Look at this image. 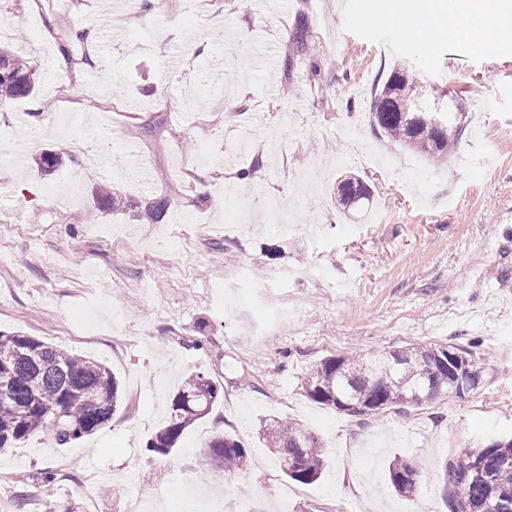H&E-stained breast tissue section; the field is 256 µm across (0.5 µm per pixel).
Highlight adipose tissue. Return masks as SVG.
<instances>
[{"label": "adipose tissue", "mask_w": 512, "mask_h": 512, "mask_svg": "<svg viewBox=\"0 0 512 512\" xmlns=\"http://www.w3.org/2000/svg\"><path fill=\"white\" fill-rule=\"evenodd\" d=\"M512 11V0H419L407 13L393 14L392 19L416 41H423L424 33L442 19H449L448 37L465 42L477 49L500 34V19Z\"/></svg>", "instance_id": "adipose-tissue-1"}]
</instances>
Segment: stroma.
<instances>
[{"label":"stroma","instance_id":"obj_1","mask_svg":"<svg viewBox=\"0 0 512 512\" xmlns=\"http://www.w3.org/2000/svg\"><path fill=\"white\" fill-rule=\"evenodd\" d=\"M0 0V44L37 59V93L0 108V330L103 362L123 407L59 446L35 432L0 453V488L23 511L187 512L204 481L223 512H449L441 461L512 435V42L470 51L415 44L379 0ZM123 41L111 39L114 15ZM95 34L83 57L70 30ZM451 93L466 131L434 161L379 134L375 88L394 65ZM137 165L123 157L126 144ZM63 166L45 174L43 152ZM246 189L226 195L240 172ZM371 201L339 205L336 183ZM112 188L102 206L96 187ZM74 200L50 208L47 192ZM168 201L164 219L147 204ZM471 351L484 380L465 397L357 419L306 397L323 358L411 344ZM224 388L162 460L144 448L183 377ZM269 415L325 446L315 483L287 479L259 436ZM225 432L248 451L241 473L197 464ZM424 472L399 496L388 467ZM57 479L44 485L41 471ZM337 198L341 206L347 208L370 197L369 186L359 177H345L337 185Z\"/></svg>","mask_w":512,"mask_h":512}]
</instances>
